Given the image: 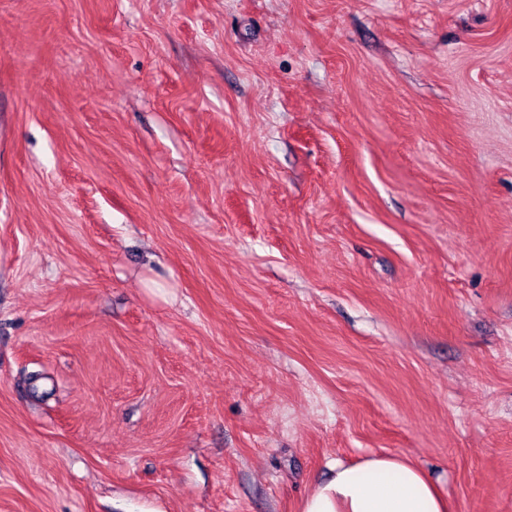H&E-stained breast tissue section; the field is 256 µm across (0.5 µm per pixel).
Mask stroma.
Here are the masks:
<instances>
[{"label":"stroma","mask_w":512,"mask_h":512,"mask_svg":"<svg viewBox=\"0 0 512 512\" xmlns=\"http://www.w3.org/2000/svg\"><path fill=\"white\" fill-rule=\"evenodd\" d=\"M382 453L512 512V0H0V512Z\"/></svg>","instance_id":"obj_1"}]
</instances>
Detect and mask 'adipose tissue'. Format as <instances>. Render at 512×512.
<instances>
[{
  "label": "adipose tissue",
  "mask_w": 512,
  "mask_h": 512,
  "mask_svg": "<svg viewBox=\"0 0 512 512\" xmlns=\"http://www.w3.org/2000/svg\"><path fill=\"white\" fill-rule=\"evenodd\" d=\"M300 512H450L447 497L413 462L370 455L335 464L332 477L303 496Z\"/></svg>",
  "instance_id": "obj_1"
}]
</instances>
